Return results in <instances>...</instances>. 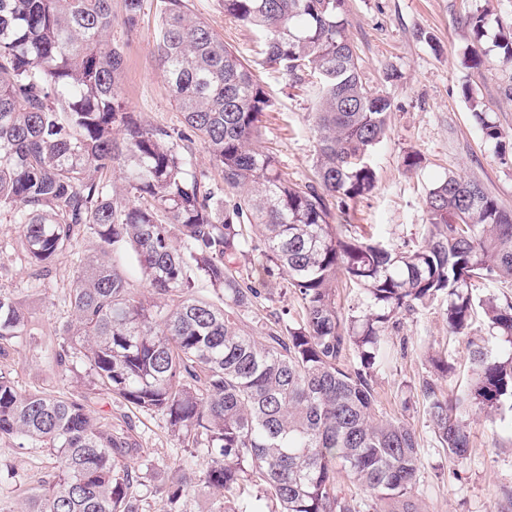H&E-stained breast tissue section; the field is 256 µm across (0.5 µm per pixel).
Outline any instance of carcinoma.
I'll return each mask as SVG.
<instances>
[{
  "instance_id": "carcinoma-1",
  "label": "carcinoma",
  "mask_w": 512,
  "mask_h": 512,
  "mask_svg": "<svg viewBox=\"0 0 512 512\" xmlns=\"http://www.w3.org/2000/svg\"><path fill=\"white\" fill-rule=\"evenodd\" d=\"M156 60L183 128L143 124L120 96L124 56L109 44L112 0H0V212L19 225L46 271L86 229L95 254L76 271L71 320L55 364H89L93 384L130 409L159 414L189 455L160 512H419L422 438L376 414L371 369L389 361L385 325L447 298L448 330L467 333L475 305L512 346V300H474L472 282L512 281V211L472 180L450 175L425 200L429 234L411 250L342 235L336 211L371 192L370 161L391 103L366 86L344 0H222L224 15L259 36L258 64L318 79L314 180L288 178L259 145L273 101L186 0H160ZM128 30L144 0H123ZM500 153L505 136L474 111ZM199 140L224 189L190 170ZM126 196L118 197L115 181ZM247 251L300 299L302 317L263 321L266 293L241 276ZM128 257L148 282L133 288ZM341 271L374 306L343 322L332 282ZM221 298L215 304L198 284ZM31 335L21 304L0 291V351ZM358 349L361 367L346 361ZM471 379L449 396L421 385L440 447L465 457L462 414L494 422L512 411V357L471 344ZM18 438L57 461L23 512H143L140 436L131 420L100 421L86 395L18 393L0 370V440ZM364 489L353 498L341 474Z\"/></svg>"
}]
</instances>
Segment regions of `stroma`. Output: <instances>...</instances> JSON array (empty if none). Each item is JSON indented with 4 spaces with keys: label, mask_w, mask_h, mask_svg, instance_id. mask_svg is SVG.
<instances>
[{
    "label": "stroma",
    "mask_w": 512,
    "mask_h": 512,
    "mask_svg": "<svg viewBox=\"0 0 512 512\" xmlns=\"http://www.w3.org/2000/svg\"><path fill=\"white\" fill-rule=\"evenodd\" d=\"M187 2L242 58L256 59V34L225 17L220 0ZM478 9L484 10L487 23L477 42L465 19ZM344 11L362 79L389 99L391 112L387 135L371 156L376 187L337 214V223L362 241L379 240L396 251L415 248L423 243L429 223L425 198L449 175L479 182L512 210V161L500 160L471 108L479 102V109L512 140V63H500L496 46L500 29L512 26V0H345ZM112 13L111 39L125 57L120 92L129 111L147 124L181 128L182 116L155 60L159 0H145L142 21L132 32L123 24V0H113ZM474 53L483 57L484 67L466 65ZM256 75L274 102L260 144L277 156L294 182H308L316 163L315 80L262 68ZM409 154L418 158L411 171L403 165ZM92 249V235L81 231L49 272L38 273L18 226L0 213V291L20 301L32 331L0 356V368L10 372L20 393L79 392L89 396L98 417L115 421L130 416L155 463L139 493L146 512H157L158 490L184 453L163 418L128 410L111 394L92 389L85 360L74 359L64 372L51 358L59 342L56 331L71 316L68 293L76 266ZM446 308L443 299L416 306L390 329L394 361L372 374L378 410L409 422L422 438L421 512H512V413L504 412L493 423L470 413L472 448L462 459L438 447L423 413V380L450 394L465 384L471 370L469 342L502 349L482 311H475L468 335L455 336L448 331ZM431 351L446 355L447 373L433 368L427 359ZM52 473V461L42 449L1 440L0 512H21L30 490Z\"/></svg>",
    "instance_id": "obj_1"
}]
</instances>
